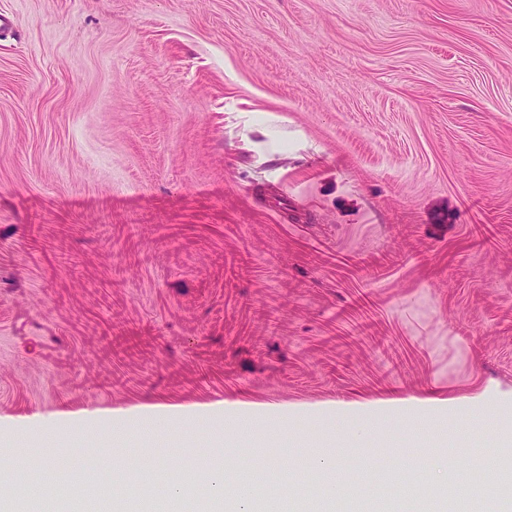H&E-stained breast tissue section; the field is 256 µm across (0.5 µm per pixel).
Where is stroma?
Listing matches in <instances>:
<instances>
[{
  "mask_svg": "<svg viewBox=\"0 0 512 512\" xmlns=\"http://www.w3.org/2000/svg\"><path fill=\"white\" fill-rule=\"evenodd\" d=\"M358 447L338 403L483 390ZM255 414L217 429L219 403ZM112 430L62 426L84 410ZM348 484L420 512L431 429L475 494L512 413V0H0V445L56 467ZM338 449H325L317 452L313 459V467L317 481L312 484L314 491L338 498L343 483L337 461Z\"/></svg>",
  "mask_w": 512,
  "mask_h": 512,
  "instance_id": "stroma-1",
  "label": "stroma"
}]
</instances>
